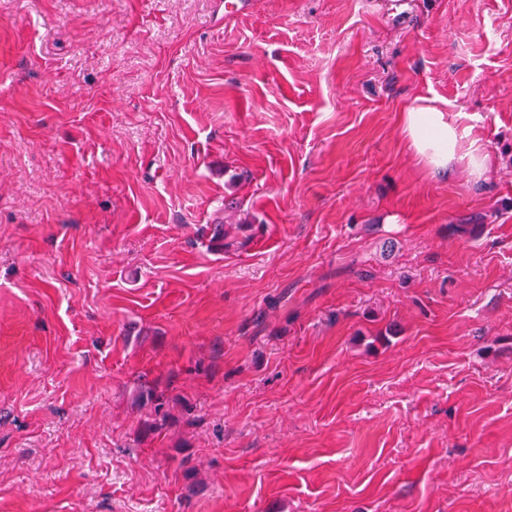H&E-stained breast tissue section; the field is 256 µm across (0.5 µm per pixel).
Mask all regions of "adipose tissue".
I'll list each match as a JSON object with an SVG mask.
<instances>
[{
  "label": "adipose tissue",
  "mask_w": 512,
  "mask_h": 512,
  "mask_svg": "<svg viewBox=\"0 0 512 512\" xmlns=\"http://www.w3.org/2000/svg\"><path fill=\"white\" fill-rule=\"evenodd\" d=\"M402 128L419 161L431 170L443 172L452 162L464 160L473 175H481V139L459 131L439 109L426 105L408 108L402 116Z\"/></svg>",
  "instance_id": "ef3b65f1"
}]
</instances>
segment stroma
I'll list each match as a JSON object with an SVG mask.
<instances>
[{"label": "stroma", "mask_w": 512, "mask_h": 512, "mask_svg": "<svg viewBox=\"0 0 512 512\" xmlns=\"http://www.w3.org/2000/svg\"><path fill=\"white\" fill-rule=\"evenodd\" d=\"M0 512H512V0H0ZM402 128L419 161L433 171L444 173L454 161L467 160L471 174L483 171V145L470 131L460 133L446 114L426 105L403 112Z\"/></svg>", "instance_id": "1"}]
</instances>
